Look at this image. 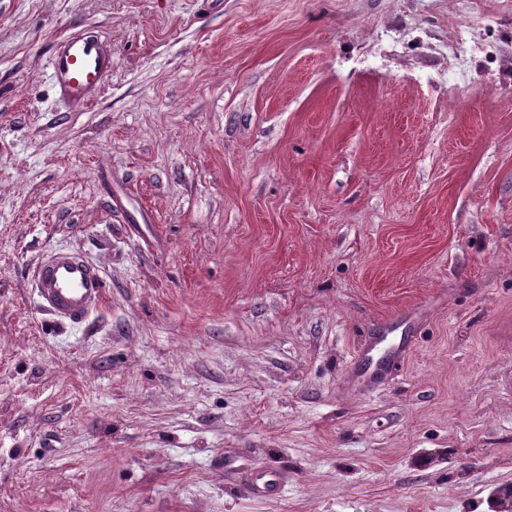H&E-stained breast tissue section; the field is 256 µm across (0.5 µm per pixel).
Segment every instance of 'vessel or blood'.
Wrapping results in <instances>:
<instances>
[{
  "label": "vessel or blood",
  "instance_id": "1",
  "mask_svg": "<svg viewBox=\"0 0 512 512\" xmlns=\"http://www.w3.org/2000/svg\"><path fill=\"white\" fill-rule=\"evenodd\" d=\"M47 70L58 100L70 111H86L112 74V47L94 36H68L55 45ZM34 281L41 311L61 324L84 323L105 298L100 270L70 251L50 253L36 267Z\"/></svg>",
  "mask_w": 512,
  "mask_h": 512
}]
</instances>
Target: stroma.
Wrapping results in <instances>:
<instances>
[{
	"label": "stroma",
	"mask_w": 512,
	"mask_h": 512,
	"mask_svg": "<svg viewBox=\"0 0 512 512\" xmlns=\"http://www.w3.org/2000/svg\"><path fill=\"white\" fill-rule=\"evenodd\" d=\"M463 9L507 90L449 89ZM76 30L112 45L84 112L47 70ZM53 250L102 271L83 324L37 308ZM262 470L279 497L243 495ZM507 485L512 0H0V512H512ZM371 346L369 348H365L363 345L359 349V358L362 362L367 365L366 375L370 380H378L380 379L388 368V363L386 361H374L372 356V352L376 348L378 344L377 338H371Z\"/></svg>",
	"instance_id": "stroma-1"
}]
</instances>
